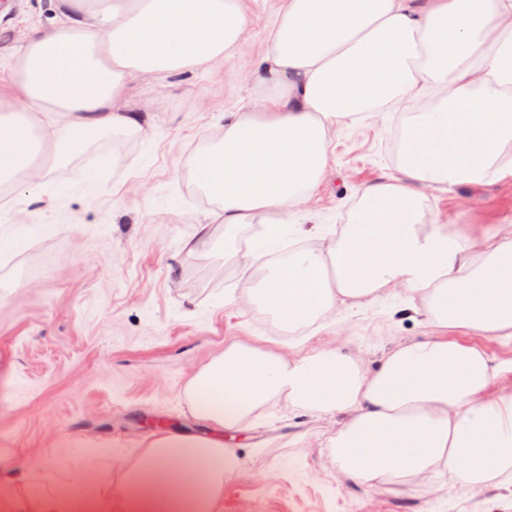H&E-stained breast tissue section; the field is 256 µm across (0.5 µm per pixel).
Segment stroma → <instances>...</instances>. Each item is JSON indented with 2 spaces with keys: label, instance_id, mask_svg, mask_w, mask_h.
Returning <instances> with one entry per match:
<instances>
[{
  "label": "stroma",
  "instance_id": "35a3bbf8",
  "mask_svg": "<svg viewBox=\"0 0 512 512\" xmlns=\"http://www.w3.org/2000/svg\"><path fill=\"white\" fill-rule=\"evenodd\" d=\"M243 2L246 28L233 54L131 90L143 131L96 135L39 184L22 179L8 194L14 206L0 221L27 224L49 188L93 179L90 193L64 196V216H44L52 233L0 251V512L22 498L120 495L153 436L197 430L186 384L232 340L299 355L342 344L373 369L397 344L438 333L399 288L353 308L334 304L297 331L242 305L262 273L251 253L258 224L231 241L211 225L206 249H184L217 207L199 193L194 156L223 135L221 113L263 92L249 75L281 0ZM51 19L48 0H0V54ZM400 126L390 110L331 128L333 164L302 219L319 233L291 236L287 248L326 247L353 220L358 188L397 174ZM422 193L426 220L449 232L475 237L512 225L510 172ZM335 429V417L280 399L225 436L242 468L224 486L222 512H512V491L465 495L442 473L359 484L331 459Z\"/></svg>",
  "mask_w": 512,
  "mask_h": 512
}]
</instances>
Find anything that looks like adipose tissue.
I'll return each mask as SVG.
<instances>
[{
	"label": "adipose tissue",
	"instance_id": "obj_1",
	"mask_svg": "<svg viewBox=\"0 0 512 512\" xmlns=\"http://www.w3.org/2000/svg\"><path fill=\"white\" fill-rule=\"evenodd\" d=\"M50 27L0 58V185L37 180L87 135L143 130L128 108L146 79L232 52L241 0H50ZM268 95L223 113L224 136L194 158L227 233L265 227L252 252L262 284L247 305L284 325L309 323L338 301L390 285L419 298L441 333L391 349L376 370L339 346L289 357L245 341L192 375L190 411L236 430L274 399L341 417L328 446L337 467L373 486L448 471L469 494L512 478V393L490 387L506 370L463 329L512 345V236L449 234L424 223L422 187L486 183L512 147V0H282L261 60ZM431 99L405 113L398 173L358 192L336 241L280 255L333 151L327 130L369 112ZM240 469L221 438L162 434L144 448L115 498L117 512H221ZM96 498L18 501L14 512H105Z\"/></svg>",
	"mask_w": 512,
	"mask_h": 512
}]
</instances>
